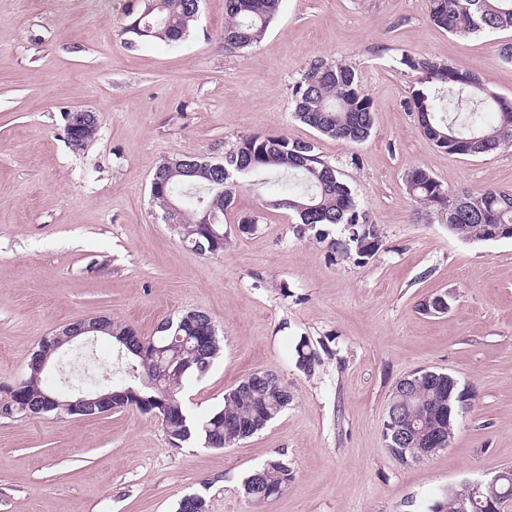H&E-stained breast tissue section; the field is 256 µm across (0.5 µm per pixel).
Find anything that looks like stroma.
<instances>
[{
  "mask_svg": "<svg viewBox=\"0 0 512 512\" xmlns=\"http://www.w3.org/2000/svg\"><path fill=\"white\" fill-rule=\"evenodd\" d=\"M125 0H0V384L66 323L106 315L153 335L206 312L222 340L206 374L186 379L192 418L223 407L249 374L277 372L291 405L223 449L173 446L135 409L99 417L0 418V512H176L202 495L209 512H423L447 488L512 467V239L449 233L405 186L425 168L446 189L512 191V146L460 156L435 146L406 102L402 54L479 74L512 100V30L461 36L431 23L427 0H281L255 46L224 48V0H202L176 45L129 46ZM321 57L354 66L371 97L368 140L341 143L292 116V87ZM97 112L95 139L72 151L64 112ZM314 141L379 229L354 263L269 210L272 184L237 194L223 253L181 242L150 202L164 159L219 156L246 135ZM258 216L254 231L238 222ZM449 294L444 314L420 302ZM307 340L314 372L296 365ZM428 369L473 388L448 448L404 465L383 437L393 384ZM274 458L293 479L256 504L241 482Z\"/></svg>",
  "mask_w": 512,
  "mask_h": 512,
  "instance_id": "stroma-1",
  "label": "stroma"
}]
</instances>
